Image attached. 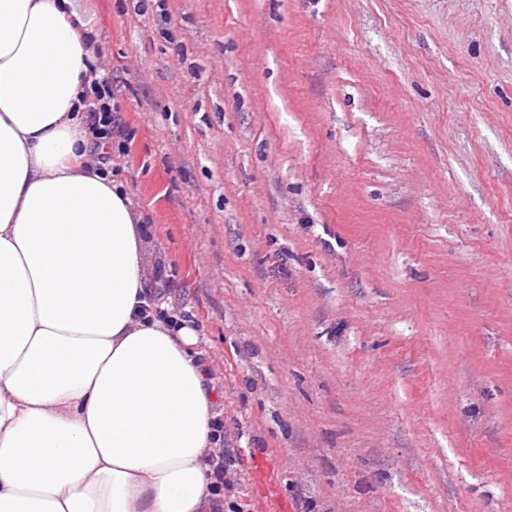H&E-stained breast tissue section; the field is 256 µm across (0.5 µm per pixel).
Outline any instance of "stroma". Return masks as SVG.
Masks as SVG:
<instances>
[{
    "label": "stroma",
    "mask_w": 512,
    "mask_h": 512,
    "mask_svg": "<svg viewBox=\"0 0 512 512\" xmlns=\"http://www.w3.org/2000/svg\"><path fill=\"white\" fill-rule=\"evenodd\" d=\"M107 168L234 474L289 512H512V0H89ZM269 474V467L265 458H257L255 461V470L252 471V475L254 479L262 484L264 488L263 494L269 506L276 509L275 512H288V508L286 506L280 505V500L276 493V483L271 481Z\"/></svg>",
    "instance_id": "obj_1"
}]
</instances>
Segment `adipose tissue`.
<instances>
[{
  "instance_id": "adipose-tissue-1",
  "label": "adipose tissue",
  "mask_w": 512,
  "mask_h": 512,
  "mask_svg": "<svg viewBox=\"0 0 512 512\" xmlns=\"http://www.w3.org/2000/svg\"><path fill=\"white\" fill-rule=\"evenodd\" d=\"M94 60L82 0H0V512H211L215 389L196 329L149 307Z\"/></svg>"
}]
</instances>
